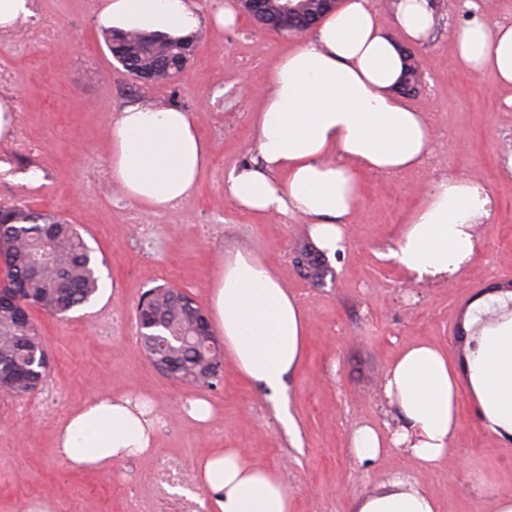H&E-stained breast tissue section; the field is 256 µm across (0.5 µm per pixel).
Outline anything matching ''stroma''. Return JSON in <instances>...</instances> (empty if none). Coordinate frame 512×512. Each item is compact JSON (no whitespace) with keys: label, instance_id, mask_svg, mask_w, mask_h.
<instances>
[{"label":"stroma","instance_id":"stroma-1","mask_svg":"<svg viewBox=\"0 0 512 512\" xmlns=\"http://www.w3.org/2000/svg\"><path fill=\"white\" fill-rule=\"evenodd\" d=\"M461 0H440L431 39L414 47L424 79L407 96L426 110L435 154L416 171L364 178L360 216L344 253L323 257L325 276L304 271L313 252L299 221L263 218L224 198V174L256 155L251 118L261 110L258 89L277 59L300 37L244 21L231 29L202 27L199 43L179 75L164 84L130 78L109 53L84 0H34L57 14L58 39L15 55L0 49V69L13 71V98L22 105L16 129L36 143V157L0 163V203L49 212L76 224L102 265L93 303L58 320L34 311L48 344L44 385L18 398L0 392V512L44 501L51 512H126L125 488L151 501L147 460L132 458L111 472L76 471L53 452L58 427L76 409L111 393L148 398L163 422L154 452L195 464L213 448H243L277 468L294 499V512H351L353 502L404 473L437 499L439 512H494L497 493H512V436L491 432L471 389L469 340L475 313L506 318L512 293H490L512 278V110L491 74L460 70L451 36L472 17ZM167 102L196 113L211 147L195 196L150 214L149 238L131 230L117 186L106 179L108 124L131 100ZM39 182L28 180L29 173ZM482 183L492 218L478 225V250L448 281H412L389 258L406 217L442 174ZM246 250L268 262L308 317L306 350L288 384L297 433L288 435L265 392L224 363L216 388L187 389L163 374L142 350L135 311L151 288L172 284L200 307L221 259ZM430 341L447 348L459 383L457 461L432 472L392 448L359 463L350 448L363 424L382 432L398 426V413L382 390L389 363L406 345ZM215 409L202 426L182 411L187 400Z\"/></svg>","mask_w":512,"mask_h":512}]
</instances>
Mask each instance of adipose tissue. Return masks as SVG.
Wrapping results in <instances>:
<instances>
[{"label": "adipose tissue", "instance_id": "1", "mask_svg": "<svg viewBox=\"0 0 512 512\" xmlns=\"http://www.w3.org/2000/svg\"><path fill=\"white\" fill-rule=\"evenodd\" d=\"M395 32H388L373 0H344L312 36L275 64L254 117L257 155L232 168L224 195L235 206L270 218L300 220L326 255L344 251L349 220L362 198L365 172L397 174L421 168L435 135L428 113L397 92L404 43L424 44L433 28L428 0H395ZM98 29L115 34L153 32L182 39L203 23L240 24L232 2L202 16L195 0H101ZM462 67L490 72L507 89L512 107V22L472 20L452 35ZM110 174L123 196L146 211L191 198L209 161L195 117L180 107L132 102L108 127ZM492 200L478 183L441 177L407 221L389 255L415 282L447 279L471 260L477 224L491 216ZM214 327L238 374L282 401L286 382L302 362L308 316L274 270L249 252L221 262L210 288ZM469 381L488 427L512 434V319L480 338ZM383 389L396 405L399 426L383 436L370 425L352 433L359 462L376 461L386 448L404 449L434 468L455 457L458 383L448 354L417 342L387 368ZM144 399L100 397L59 428L54 452L76 469L110 472L117 462L153 453L155 423ZM208 493L205 512H292L293 499L274 468L245 449L214 448L197 468ZM352 512H438L435 497L409 476L396 474Z\"/></svg>", "mask_w": 512, "mask_h": 512}]
</instances>
